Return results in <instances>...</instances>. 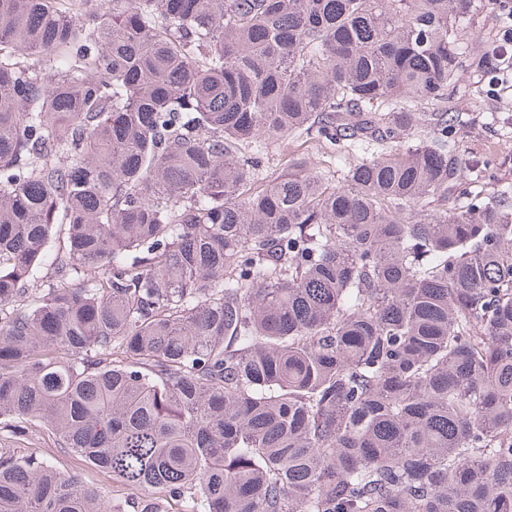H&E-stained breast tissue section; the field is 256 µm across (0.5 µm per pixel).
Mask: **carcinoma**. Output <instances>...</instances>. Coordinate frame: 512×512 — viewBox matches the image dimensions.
Returning <instances> with one entry per match:
<instances>
[{
	"label": "carcinoma",
	"instance_id": "1",
	"mask_svg": "<svg viewBox=\"0 0 512 512\" xmlns=\"http://www.w3.org/2000/svg\"><path fill=\"white\" fill-rule=\"evenodd\" d=\"M483 2L0 0V418L191 512H512V191L404 216ZM0 512L112 508L0 453ZM296 155L306 157L311 167L316 169L335 168V162L315 143L305 142L301 138H291L270 143L261 153V168L266 181L276 177L284 168L285 162Z\"/></svg>",
	"mask_w": 512,
	"mask_h": 512
}]
</instances>
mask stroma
<instances>
[{
    "label": "stroma",
    "instance_id": "35a3bbf8",
    "mask_svg": "<svg viewBox=\"0 0 512 512\" xmlns=\"http://www.w3.org/2000/svg\"><path fill=\"white\" fill-rule=\"evenodd\" d=\"M512 17V0H491L490 5L465 31L466 54L459 71L463 86L481 85L477 96L454 95L448 101L449 111L459 114L463 123L455 134L460 154L483 167V189L512 185V138L504 137L501 128L512 123V91L493 92L483 69L474 60L488 46L501 40L505 21ZM306 157L311 167L333 168L334 163L324 150L301 138L268 144L262 152L261 168L266 179H273L288 159ZM0 449L15 454L36 453L43 462L61 473L76 476L82 486L93 489L107 503L120 506L123 512H189L186 497L171 495L155 488L129 485L111 474L91 466L59 448L51 425L40 421L29 425L23 436L12 437L0 430Z\"/></svg>",
    "mask_w": 512,
    "mask_h": 512
}]
</instances>
